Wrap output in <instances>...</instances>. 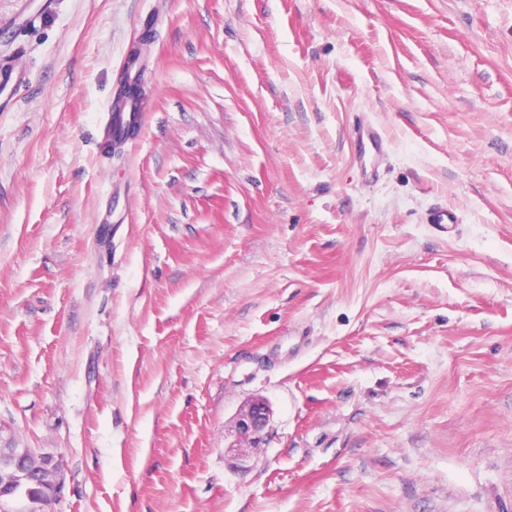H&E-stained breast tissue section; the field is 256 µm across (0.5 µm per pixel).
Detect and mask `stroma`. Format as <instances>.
<instances>
[{"instance_id":"stroma-1","label":"stroma","mask_w":512,"mask_h":512,"mask_svg":"<svg viewBox=\"0 0 512 512\" xmlns=\"http://www.w3.org/2000/svg\"><path fill=\"white\" fill-rule=\"evenodd\" d=\"M0 61V447L56 512H512V0H0ZM271 418V408L261 397L251 399L241 406L234 418L235 441L228 448L233 455L236 468H244L254 451L264 448L267 428ZM7 459L12 466L19 471L20 477L17 489L0 488V501L9 502L21 494V489L30 483H41L44 478V470L51 471V492L53 497L59 500L65 487L64 466L60 457H54L47 463L38 464L39 454L31 448H0V461ZM32 494L37 496L34 503L30 506L32 512H54V505L58 502L48 491H43L39 487H33ZM40 506V508H39Z\"/></svg>"}]
</instances>
